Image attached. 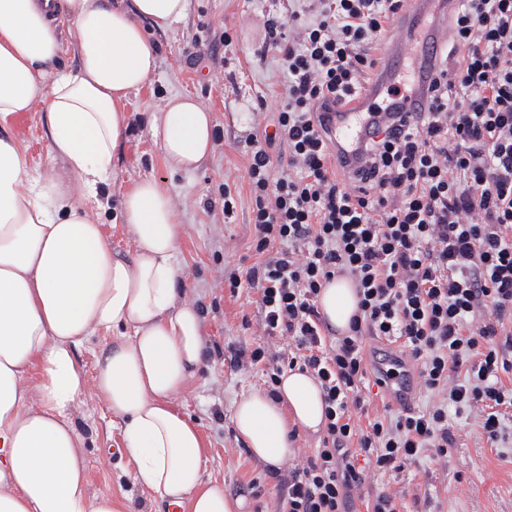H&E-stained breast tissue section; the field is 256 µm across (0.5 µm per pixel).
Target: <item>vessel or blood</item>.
Instances as JSON below:
<instances>
[{
  "mask_svg": "<svg viewBox=\"0 0 512 512\" xmlns=\"http://www.w3.org/2000/svg\"><path fill=\"white\" fill-rule=\"evenodd\" d=\"M460 4L461 0H408L399 19L403 41L411 42L418 54L430 56L446 41L448 16ZM401 57L399 45L387 47L384 65L367 88L332 113L330 130L336 144V160L340 165L349 169L362 165V145L374 121L396 113L408 119L426 111L429 69H414L410 89L403 95L393 97L389 94ZM379 370L387 375L388 367L383 364ZM386 388L392 405L398 408L409 407L411 392L408 381L387 375Z\"/></svg>",
  "mask_w": 512,
  "mask_h": 512,
  "instance_id": "obj_1",
  "label": "vessel or blood"
}]
</instances>
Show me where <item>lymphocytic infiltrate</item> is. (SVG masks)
Instances as JSON below:
<instances>
[{
  "mask_svg": "<svg viewBox=\"0 0 512 512\" xmlns=\"http://www.w3.org/2000/svg\"><path fill=\"white\" fill-rule=\"evenodd\" d=\"M404 2L316 0L309 19L265 21L283 92L272 131L247 139L257 260L224 280L257 295L266 336L295 344L283 361L261 345L240 361H270L271 387L283 367L308 371L326 405L282 512H349L361 464L398 470L429 448L447 455L449 410H477L494 443L512 419V0H462L451 21L462 53L440 58L429 111L377 128L365 169L342 180L330 166L328 114L362 91ZM337 277L352 281L359 312L331 344L317 302ZM369 336L400 343L439 404L356 426Z\"/></svg>",
  "mask_w": 512,
  "mask_h": 512,
  "instance_id": "lymphocytic-infiltrate-1",
  "label": "lymphocytic infiltrate"
}]
</instances>
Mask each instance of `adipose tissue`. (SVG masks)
Returning a JSON list of instances; mask_svg holds the SVG:
<instances>
[{
  "label": "adipose tissue",
  "instance_id": "adipose-tissue-1",
  "mask_svg": "<svg viewBox=\"0 0 512 512\" xmlns=\"http://www.w3.org/2000/svg\"><path fill=\"white\" fill-rule=\"evenodd\" d=\"M188 8L189 0H0V121L42 112L50 163L31 174L21 145L0 134V512H119L111 496H90L72 420L89 381L75 351L96 333L117 337L90 381L123 425L135 481L187 512H235L204 476L199 429L174 406L205 349L175 264L174 204L154 179L124 192L129 260L113 255L89 208L113 176L124 105L157 68L147 29H170ZM59 17L77 34L72 71L56 66ZM152 128L172 170L196 169L214 147L211 114L189 95L168 98ZM357 302L353 283L338 277L322 288L318 309L343 334ZM277 391L249 394L233 414L237 434L272 470L291 452L292 428L325 425L310 373L284 371Z\"/></svg>",
  "mask_w": 512,
  "mask_h": 512
}]
</instances>
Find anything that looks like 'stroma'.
<instances>
[{
	"label": "stroma",
	"mask_w": 512,
	"mask_h": 512,
	"mask_svg": "<svg viewBox=\"0 0 512 512\" xmlns=\"http://www.w3.org/2000/svg\"><path fill=\"white\" fill-rule=\"evenodd\" d=\"M288 0H190L187 16L172 29H150L157 70L128 98V126L115 151L112 183L103 186L108 207L100 214L102 230L119 257L134 254L121 220L122 196L143 178L161 181L177 207L183 235L175 261L186 295L200 310L206 335L204 361L176 406L194 422L205 448V475L239 503L238 512H278L279 477L311 455L315 434L300 432L294 451L278 476H271L237 437L232 414L243 396L264 389L263 365L234 367L233 358L256 346L279 353L286 342L265 336L254 294L230 293L224 274L255 261L247 137L271 124L273 96L280 90L281 62L265 51L264 13L287 16ZM192 94L213 116L215 146L192 171H173L162 160L151 115L174 95ZM7 129L25 148L32 173H44L47 139L39 114L24 112ZM232 189L235 217L224 220V191ZM73 422L82 438L91 495H112L123 512H171L164 501L134 481L135 463L122 452V427L105 406L86 394ZM455 441L447 455L428 449L397 471L365 469L354 494L355 512L386 492L399 512H512V421L506 441L491 443L476 413L449 414Z\"/></svg>",
	"instance_id": "1"
}]
</instances>
